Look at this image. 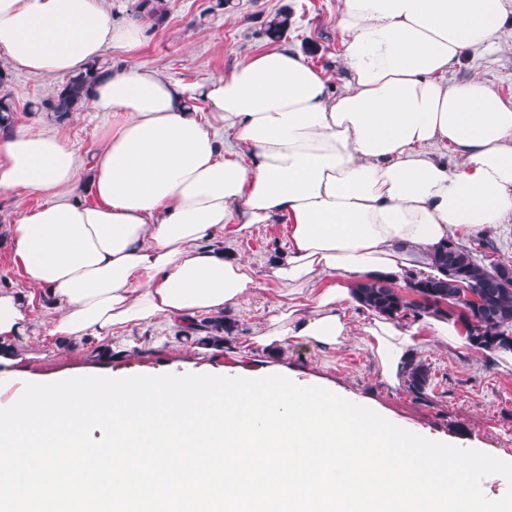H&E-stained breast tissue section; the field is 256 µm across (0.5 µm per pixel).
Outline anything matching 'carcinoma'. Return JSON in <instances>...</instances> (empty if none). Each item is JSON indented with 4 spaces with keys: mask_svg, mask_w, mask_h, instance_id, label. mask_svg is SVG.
<instances>
[{
    "mask_svg": "<svg viewBox=\"0 0 512 512\" xmlns=\"http://www.w3.org/2000/svg\"><path fill=\"white\" fill-rule=\"evenodd\" d=\"M136 16L147 17L156 23L163 20V0H138ZM290 16L281 13L267 24L266 34L278 39L288 30ZM112 68L106 61L95 63L86 71L68 78L56 95L44 107L60 120L80 112L90 101L95 81ZM15 109L5 93L0 96V132L7 134L13 127ZM493 244L478 241L468 247L454 240L440 244L432 260L444 272L442 278L420 279L404 276L405 288L416 299L409 301L384 279H370L357 284L356 294L364 306L387 316L414 317L424 314H443L460 321L467 330L470 345L479 351L512 349V287L496 282L495 270L482 265L476 258L480 248ZM409 389L421 397L428 385V371L421 363L410 362L406 371Z\"/></svg>",
    "mask_w": 512,
    "mask_h": 512,
    "instance_id": "1",
    "label": "carcinoma"
}]
</instances>
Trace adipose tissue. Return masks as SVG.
<instances>
[{
	"mask_svg": "<svg viewBox=\"0 0 512 512\" xmlns=\"http://www.w3.org/2000/svg\"><path fill=\"white\" fill-rule=\"evenodd\" d=\"M511 14L512 0H342L343 92L290 48L203 84L122 67L91 90L110 119L88 164L59 134L0 140V191L48 198L12 224L10 244L57 309L50 336L104 340L159 320L194 336L197 315L260 287L217 240L284 217L287 252L268 276L289 302L253 340L344 344L357 303L347 279L436 276L438 244L512 222V98L447 78L465 49L495 43ZM144 37L136 23L114 24L103 0H0V54L32 75L78 74ZM228 129L239 150L225 151ZM79 187L93 203L73 201ZM31 327L28 302L0 289V377ZM363 330L393 387L423 339L469 343L460 323L435 316L418 329L378 314Z\"/></svg>",
	"mask_w": 512,
	"mask_h": 512,
	"instance_id": "adipose-tissue-1",
	"label": "adipose tissue"
}]
</instances>
